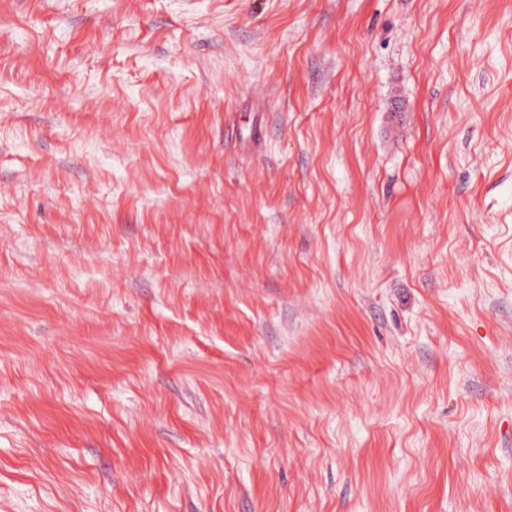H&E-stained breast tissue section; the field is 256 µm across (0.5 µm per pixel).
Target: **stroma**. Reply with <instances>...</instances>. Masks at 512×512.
<instances>
[{"instance_id": "1", "label": "stroma", "mask_w": 512, "mask_h": 512, "mask_svg": "<svg viewBox=\"0 0 512 512\" xmlns=\"http://www.w3.org/2000/svg\"><path fill=\"white\" fill-rule=\"evenodd\" d=\"M0 512H512V0H0Z\"/></svg>"}]
</instances>
